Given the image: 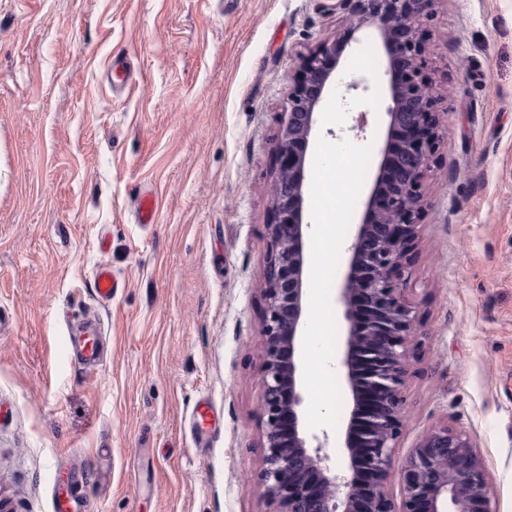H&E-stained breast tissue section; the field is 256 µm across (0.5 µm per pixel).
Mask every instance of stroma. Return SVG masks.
I'll use <instances>...</instances> for the list:
<instances>
[{
	"label": "stroma",
	"instance_id": "stroma-1",
	"mask_svg": "<svg viewBox=\"0 0 512 512\" xmlns=\"http://www.w3.org/2000/svg\"><path fill=\"white\" fill-rule=\"evenodd\" d=\"M344 26L315 0H0L9 512H51L59 483L81 486L85 512H267L258 285L274 145L299 55ZM425 27L441 131L405 293L418 346L387 492L400 502L401 463L446 424L512 512V0H435ZM357 37L340 76L369 89L344 107L328 96L316 133L377 150L386 60L373 30ZM118 54L124 81L108 78ZM144 194L158 202L146 225ZM101 265L120 281L107 304L93 293ZM92 313L107 353L86 372L69 328Z\"/></svg>",
	"mask_w": 512,
	"mask_h": 512
}]
</instances>
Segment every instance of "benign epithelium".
Returning <instances> with one entry per match:
<instances>
[{
  "label": "benign epithelium",
  "instance_id": "benign-epithelium-1",
  "mask_svg": "<svg viewBox=\"0 0 512 512\" xmlns=\"http://www.w3.org/2000/svg\"><path fill=\"white\" fill-rule=\"evenodd\" d=\"M342 10L346 28L302 56L274 145L273 222L266 225L259 489L269 512H496L482 464L466 434L427 433L402 468L395 506L386 484L405 426L403 395L415 308L404 298L424 205L423 180L437 152V98L427 73L424 22L434 0H316ZM372 28L386 58L387 127L359 224L346 249L336 302L346 330L340 366L350 400L344 463L328 464L304 427L300 365L305 296V168L316 114L355 33Z\"/></svg>",
  "mask_w": 512,
  "mask_h": 512
}]
</instances>
